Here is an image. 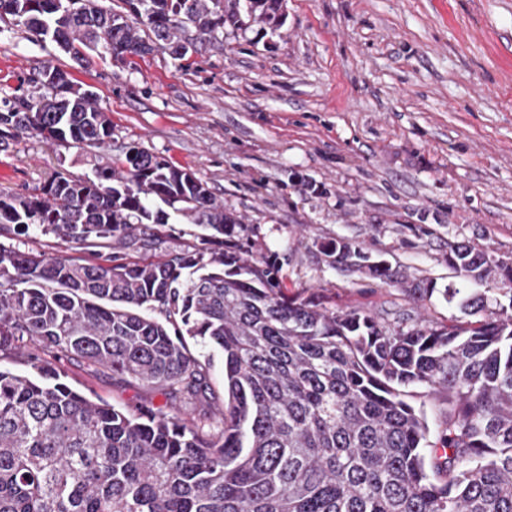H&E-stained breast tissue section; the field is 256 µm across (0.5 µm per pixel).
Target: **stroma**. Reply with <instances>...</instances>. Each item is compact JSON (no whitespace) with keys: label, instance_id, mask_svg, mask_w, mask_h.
<instances>
[{"label":"stroma","instance_id":"stroma-1","mask_svg":"<svg viewBox=\"0 0 512 512\" xmlns=\"http://www.w3.org/2000/svg\"><path fill=\"white\" fill-rule=\"evenodd\" d=\"M96 93L112 121L104 148L51 146L28 133L0 149V193L39 192L55 172L92 174L136 143L193 172L242 223L245 258L272 264L288 296L388 322L466 325L442 292L456 243L512 260V0H286L278 29L225 27L190 60L162 51L124 62L0 21V99L27 94L44 65ZM171 217L157 252L195 243ZM388 267L327 256L329 241ZM11 246L82 257L32 229ZM432 289L428 298L412 287ZM72 387L112 404L165 403L159 387L59 359Z\"/></svg>","mask_w":512,"mask_h":512}]
</instances>
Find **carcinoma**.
<instances>
[{
  "instance_id": "carcinoma-1",
  "label": "carcinoma",
  "mask_w": 512,
  "mask_h": 512,
  "mask_svg": "<svg viewBox=\"0 0 512 512\" xmlns=\"http://www.w3.org/2000/svg\"><path fill=\"white\" fill-rule=\"evenodd\" d=\"M0 0V19L77 61L98 47L177 60L196 40L271 24L280 0ZM193 27L197 38L184 36ZM38 91L0 101V147L21 132L102 148L97 96L47 65ZM177 216L200 245L153 261L101 262L0 244V352L16 343L162 387L163 406L73 390L60 369L0 367V512H512V263L450 249L447 301L496 308L466 326L333 310L285 295L244 260L241 227L207 184L137 145L93 176L57 173L38 194H0V237L34 227L101 252L150 251ZM323 250L365 259L344 242ZM500 285L498 297L472 285ZM194 341L224 358V408L207 402ZM438 404L439 430L404 388Z\"/></svg>"
}]
</instances>
